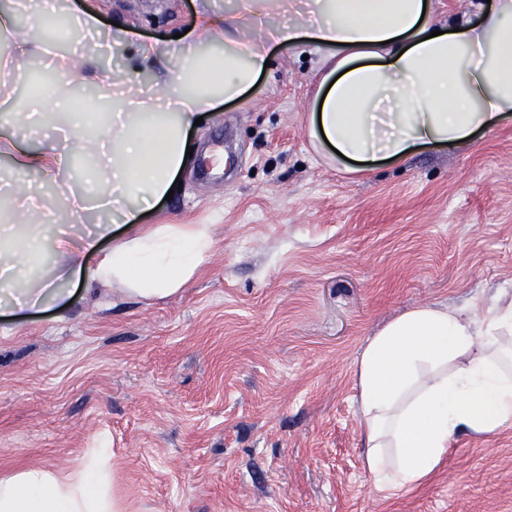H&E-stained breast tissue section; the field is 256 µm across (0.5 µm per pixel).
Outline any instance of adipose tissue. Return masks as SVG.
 <instances>
[{
  "mask_svg": "<svg viewBox=\"0 0 512 512\" xmlns=\"http://www.w3.org/2000/svg\"><path fill=\"white\" fill-rule=\"evenodd\" d=\"M288 10V0H236L223 23L206 20L178 48L184 60L163 70L150 101L115 97L105 130L82 140H48L35 151L6 143L17 166L49 171L50 161L90 154L112 173L111 188L86 177L84 198L119 206L130 232L109 250L100 224L73 235L51 212L20 204L8 187L0 221V311L67 308L75 284L143 301L173 295L215 248L208 224H143L140 214L172 190L188 160L197 118L246 94L264 73L266 43L253 24ZM270 40L319 54L307 121L312 149L329 165L364 174L407 160L418 149L463 147L512 115V0H492L479 20L452 23L435 0H306L305 11L272 29ZM269 40V41H270ZM42 97L67 118L75 83L99 80L73 60ZM63 258L55 280L29 287L35 263ZM364 468L390 488H411L441 466L456 436L475 439L512 428V293L482 310L422 304L371 336L357 360ZM107 445L87 449L66 472L26 468L0 478V512H122Z\"/></svg>",
  "mask_w": 512,
  "mask_h": 512,
  "instance_id": "1",
  "label": "adipose tissue"
}]
</instances>
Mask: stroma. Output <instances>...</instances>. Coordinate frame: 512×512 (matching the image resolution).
<instances>
[{
  "instance_id": "obj_1",
  "label": "stroma",
  "mask_w": 512,
  "mask_h": 512,
  "mask_svg": "<svg viewBox=\"0 0 512 512\" xmlns=\"http://www.w3.org/2000/svg\"><path fill=\"white\" fill-rule=\"evenodd\" d=\"M230 0H60L90 11L61 55L86 48L111 77L156 67L117 39L186 32ZM0 94L32 145L52 129L16 121L31 64L0 40ZM316 53L273 48L240 100L193 127L180 190L146 224H213L217 244L180 292L145 303L77 291L67 309L0 317V476L66 470L106 439L124 512H512V428L457 437L437 472L378 489L363 466L356 361L386 322L421 304L483 306L512 291V120L467 150L414 153L364 177L325 166L304 121ZM0 176L57 212L55 181Z\"/></svg>"
}]
</instances>
